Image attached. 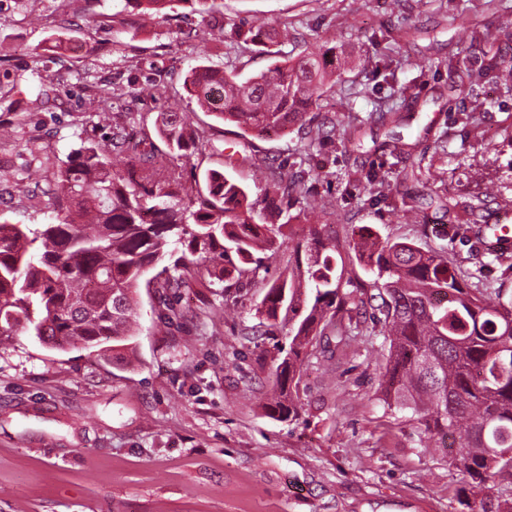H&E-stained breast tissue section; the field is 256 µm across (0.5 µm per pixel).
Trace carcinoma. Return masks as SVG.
I'll list each match as a JSON object with an SVG mask.
<instances>
[{"label":"carcinoma","instance_id":"carcinoma-1","mask_svg":"<svg viewBox=\"0 0 512 512\" xmlns=\"http://www.w3.org/2000/svg\"><path fill=\"white\" fill-rule=\"evenodd\" d=\"M236 39L272 46L283 31H244ZM336 70L315 52L275 62L265 73L240 80L232 72L200 66L184 87L201 110L245 133L262 136L305 125L320 108ZM512 90V58L477 71ZM94 116L111 120L107 144L85 140L51 163L53 211L46 224L0 223V336L26 324L52 348H96L126 361L134 349L139 288L159 295L184 286L179 271L203 261L240 289L269 273V260L285 243L284 228L308 209L327 203L302 193L301 180L274 172L256 198L217 170L206 189L184 197L182 174L156 167L131 143L130 112L112 111V91L90 102ZM372 120L349 113L324 121L310 141L345 142ZM156 132L180 157L198 147L199 129L168 96ZM302 203L295 215L290 210ZM305 262L288 276L266 282L259 311L288 328V351L276 366L270 411L299 416L292 385L299 383L309 350L332 334L348 345L367 317L383 336L381 389L389 409L417 417L422 448L448 436L456 451L448 463L464 477L457 491L461 512H512V297L508 289L472 288V278L448 257L444 245L426 249L381 239L362 229L353 239L357 259L374 275L367 282L337 273L336 244L306 225ZM313 291L302 298L301 285Z\"/></svg>","mask_w":512,"mask_h":512}]
</instances>
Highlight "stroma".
I'll use <instances>...</instances> for the list:
<instances>
[{"label":"stroma","mask_w":512,"mask_h":512,"mask_svg":"<svg viewBox=\"0 0 512 512\" xmlns=\"http://www.w3.org/2000/svg\"><path fill=\"white\" fill-rule=\"evenodd\" d=\"M506 19L512 0H217L205 15L170 0L159 20L134 0H75L66 19L52 0H0V121L18 106L29 113L16 141L0 143V222L50 221L49 184L27 173L104 136L90 100L106 84L117 111L141 116L152 162L183 169L189 193L210 169L255 195L267 166L303 176L304 190L329 203L315 222L336 242L346 276L371 278L349 246L370 226L422 247L447 244L463 269L512 289L491 246L494 233L512 236V92L486 82L473 94L448 73L449 54L479 66L504 53L471 31ZM243 20L287 24L280 54L325 52L340 65L317 120L409 105L399 132L435 179L422 186L394 173L388 194L442 197L465 221L462 202L489 189L485 223L451 237L436 206L406 224L374 201L363 174L385 159L387 130L377 123L357 146L314 144L301 128L246 141L187 97L182 106L206 141L187 159L170 152L154 128L165 90L182 88L196 66L247 78L273 63L268 47L231 38ZM45 65L58 87L49 96L40 92ZM243 146L251 162L229 163ZM184 276L189 287L167 295L170 322L157 320L155 290L141 288L129 364L49 348L22 325L0 341V512H456L463 477L447 450L423 451L412 413L382 400L381 337L305 357L293 393L299 416L280 420L266 404L286 339L269 335V319L255 312L263 283L233 304L204 266Z\"/></svg>","instance_id":"stroma-1"}]
</instances>
